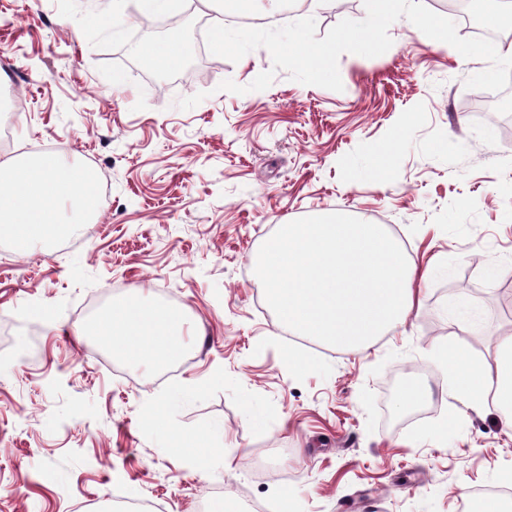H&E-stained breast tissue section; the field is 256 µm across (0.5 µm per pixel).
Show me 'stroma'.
<instances>
[{
  "label": "stroma",
  "instance_id": "1",
  "mask_svg": "<svg viewBox=\"0 0 512 512\" xmlns=\"http://www.w3.org/2000/svg\"><path fill=\"white\" fill-rule=\"evenodd\" d=\"M138 11L0 0V91L23 104L0 108V127L59 145L112 188L111 208L45 248L0 239V512H198L199 498L242 495L271 512H461L512 472V425L491 407L449 421L437 356L462 343L489 358L512 333V144L499 127L512 110L483 103L512 86V63H458L403 19L384 54L340 56V92L274 70L263 48L161 74L140 49L163 41L168 16L146 29ZM268 70L266 90L219 88ZM387 146L389 173L369 177ZM334 212L384 225L427 274L406 322L362 352L286 340L251 262L279 224ZM138 294L189 319L168 374L74 334ZM201 379L188 403L170 401ZM409 386L423 399L398 407ZM164 399L163 427L149 426ZM193 433L222 455L201 468L165 452Z\"/></svg>",
  "mask_w": 512,
  "mask_h": 512
}]
</instances>
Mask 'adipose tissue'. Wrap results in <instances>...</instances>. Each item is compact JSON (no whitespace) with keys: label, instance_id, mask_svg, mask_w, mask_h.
<instances>
[{"label":"adipose tissue","instance_id":"obj_1","mask_svg":"<svg viewBox=\"0 0 512 512\" xmlns=\"http://www.w3.org/2000/svg\"><path fill=\"white\" fill-rule=\"evenodd\" d=\"M97 217L96 174L53 153L28 161H0V238L28 248L72 234L75 223L65 221L66 207ZM95 344L126 361L158 367L184 348L183 318L130 298L112 300L104 316L90 328ZM492 360L474 356L456 344L442 346L438 356L448 378L449 395L460 402L455 417L465 410L494 406L512 423V333L494 343Z\"/></svg>","mask_w":512,"mask_h":512}]
</instances>
